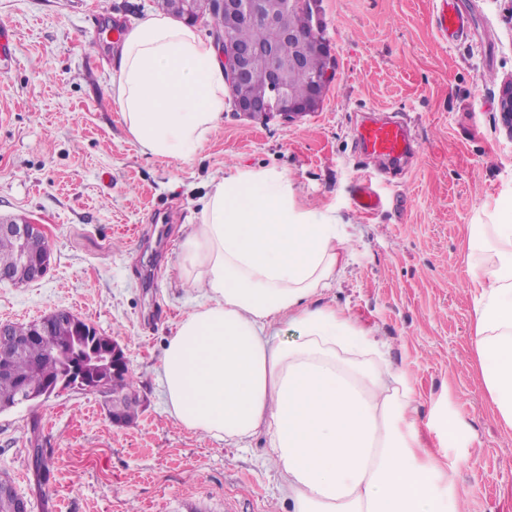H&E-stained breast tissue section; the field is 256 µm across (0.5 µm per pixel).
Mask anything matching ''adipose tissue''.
I'll return each instance as SVG.
<instances>
[{
    "label": "adipose tissue",
    "mask_w": 512,
    "mask_h": 512,
    "mask_svg": "<svg viewBox=\"0 0 512 512\" xmlns=\"http://www.w3.org/2000/svg\"><path fill=\"white\" fill-rule=\"evenodd\" d=\"M112 95L143 155L187 161L223 124L228 87L211 41L150 14L124 35ZM348 242L280 172L237 167L212 182L180 244L197 301L158 366L167 412L217 440L263 438L291 512H463L455 465L419 439L407 375L321 302ZM464 262L482 382L512 429V206L471 225ZM287 326L297 339L283 340Z\"/></svg>",
    "instance_id": "adipose-tissue-1"
}]
</instances>
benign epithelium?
<instances>
[{
  "label": "benign epithelium",
  "mask_w": 512,
  "mask_h": 512,
  "mask_svg": "<svg viewBox=\"0 0 512 512\" xmlns=\"http://www.w3.org/2000/svg\"><path fill=\"white\" fill-rule=\"evenodd\" d=\"M183 21L196 24L211 21L212 43L224 60V76L228 86L250 78L253 59L261 55L267 63L264 85L253 97H234L231 107L234 114L247 120L265 123L276 117L297 121L320 106V100L335 74L334 65L310 77V92L304 98L292 95L288 75L306 70V59L312 53L332 54L328 40L322 38L317 0H286L290 11L303 13V24L299 29H284L276 19L264 10L262 0H183ZM223 14V24L213 23V13ZM245 25H260L266 37L257 43L244 44L233 38V32ZM288 42V56L278 51V45ZM499 112L508 131L512 133V80L504 82L499 90ZM10 238L17 244V272L3 271L0 279L15 284L33 283L42 280L48 273L52 253L46 231L25 217H0V238ZM62 325L76 330L88 322L65 309H55L33 322L27 336L13 335L12 325L0 322V363L13 353L22 351L26 345L39 343L50 353L59 345H67L58 339ZM70 359L63 371L53 380L38 386L21 383L12 399L0 401V412L22 405H33L67 389L87 393H102L107 390L109 378L128 368V360L122 347L111 341V349L104 360L93 351V346L82 336H74ZM14 499L13 512H29L28 500L17 492L11 479L0 475V498Z\"/></svg>",
  "instance_id": "7a95c632"
}]
</instances>
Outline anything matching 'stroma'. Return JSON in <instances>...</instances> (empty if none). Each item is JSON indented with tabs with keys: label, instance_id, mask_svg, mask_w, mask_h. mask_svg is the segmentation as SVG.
<instances>
[{
	"label": "stroma",
	"instance_id": "obj_1",
	"mask_svg": "<svg viewBox=\"0 0 512 512\" xmlns=\"http://www.w3.org/2000/svg\"><path fill=\"white\" fill-rule=\"evenodd\" d=\"M476 33L442 40L434 0H320L336 76L320 108L267 124L225 112L188 161L140 153L112 98L118 47L154 0H0L11 57L0 59V215L44 224L52 268L0 282V322L66 308L124 349L142 399L117 427L109 396L68 390L0 413V473L31 512H288L262 440L241 448L175 424L157 366L194 302L179 281L180 243L212 180L231 167L274 169L299 199L331 209L352 235L323 304L386 341L408 375L417 427L440 446L434 417L457 423L443 447L468 512H512V430L495 417L474 343L464 265L470 224L512 202V137L499 89L512 79V0H461ZM408 118L415 152L400 176L368 166L355 144L363 111ZM371 176L384 208L353 197ZM51 460L43 490L32 429Z\"/></svg>",
	"mask_w": 512,
	"mask_h": 512
}]
</instances>
